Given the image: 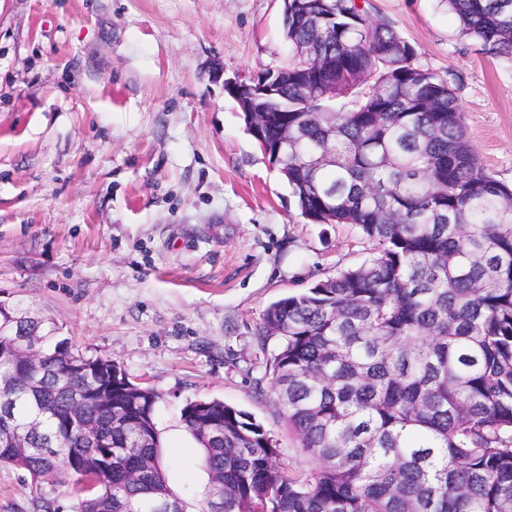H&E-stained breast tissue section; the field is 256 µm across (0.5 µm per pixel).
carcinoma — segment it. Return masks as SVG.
<instances>
[{
    "mask_svg": "<svg viewBox=\"0 0 512 512\" xmlns=\"http://www.w3.org/2000/svg\"><path fill=\"white\" fill-rule=\"evenodd\" d=\"M459 35L512 60V0H440ZM288 63L266 112L242 113L301 215L371 243L360 266L271 303L256 331L285 425L313 467L293 478L282 448L216 398L180 421L224 512H512V188L486 173L448 80L358 0H285ZM0 303V403L12 408L0 464L22 472L34 508L208 512L169 486L159 394L111 361L55 340L37 320L40 363L21 364ZM106 392L80 411L72 390ZM103 437L91 443L83 428Z\"/></svg>",
    "mask_w": 512,
    "mask_h": 512,
    "instance_id": "carcinoma-1",
    "label": "carcinoma"
}]
</instances>
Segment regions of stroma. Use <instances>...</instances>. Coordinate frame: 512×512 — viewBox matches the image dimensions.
Wrapping results in <instances>:
<instances>
[{"label":"stroma","mask_w":512,"mask_h":512,"mask_svg":"<svg viewBox=\"0 0 512 512\" xmlns=\"http://www.w3.org/2000/svg\"><path fill=\"white\" fill-rule=\"evenodd\" d=\"M450 77L485 171L512 187V61L457 36L438 0H367ZM282 0H0V301L160 394L172 491L208 476L182 435L187 401L217 398L297 448L256 382L277 343L266 308L360 265L345 224H311L247 132L224 83L288 60ZM0 512H33L0 466Z\"/></svg>","instance_id":"obj_1"}]
</instances>
